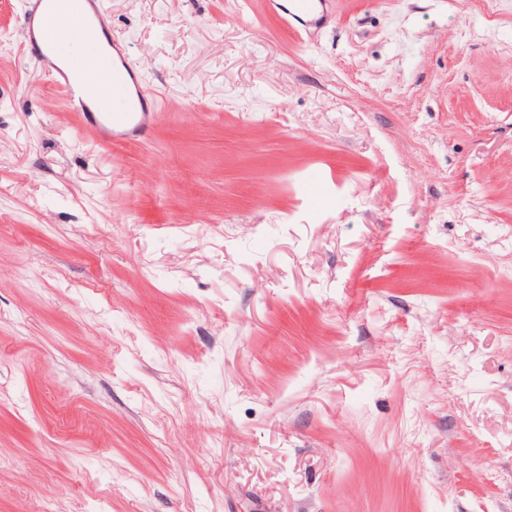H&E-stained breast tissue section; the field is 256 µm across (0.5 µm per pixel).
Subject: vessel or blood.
Returning a JSON list of instances; mask_svg holds the SVG:
<instances>
[{"mask_svg":"<svg viewBox=\"0 0 512 512\" xmlns=\"http://www.w3.org/2000/svg\"><path fill=\"white\" fill-rule=\"evenodd\" d=\"M80 15L89 26H105L101 0H69L61 5L59 0H28L24 16L23 47L27 56L40 64L52 81L62 89L71 109L96 126L107 140H134L144 137L150 128L148 103L151 94L142 80L136 77V67L126 58L119 40L107 45H92V59L119 56V66L112 69V96L122 102L121 111L115 112L98 102L91 85V72L86 64L67 54L59 37L47 34L36 27L39 18L59 22L64 12Z\"/></svg>","mask_w":512,"mask_h":512,"instance_id":"vessel-or-blood-1","label":"vessel or blood"}]
</instances>
